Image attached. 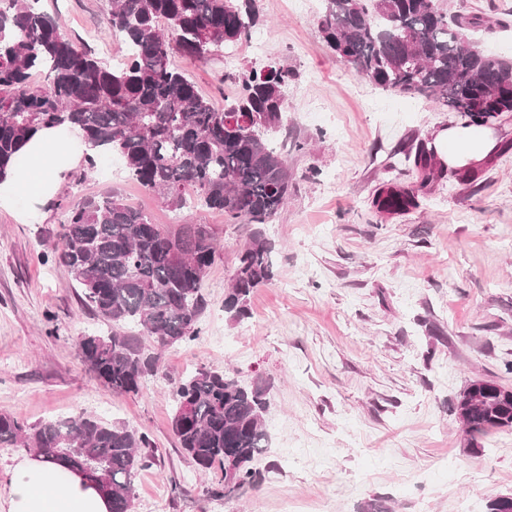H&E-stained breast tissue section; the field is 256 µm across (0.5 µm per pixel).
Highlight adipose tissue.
<instances>
[{"label": "adipose tissue", "mask_w": 512, "mask_h": 512, "mask_svg": "<svg viewBox=\"0 0 512 512\" xmlns=\"http://www.w3.org/2000/svg\"><path fill=\"white\" fill-rule=\"evenodd\" d=\"M433 143L440 159L453 168L482 163L495 149L488 128L453 125L437 132ZM75 128H45L25 146L19 168L0 181V209L25 200L32 216L44 215L65 170L88 155ZM108 496L63 463L26 455L0 484V512H110Z\"/></svg>", "instance_id": "ef3b65f1"}]
</instances>
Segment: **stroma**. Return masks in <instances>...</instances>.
<instances>
[{"instance_id": "stroma-1", "label": "stroma", "mask_w": 512, "mask_h": 512, "mask_svg": "<svg viewBox=\"0 0 512 512\" xmlns=\"http://www.w3.org/2000/svg\"><path fill=\"white\" fill-rule=\"evenodd\" d=\"M71 40L116 63L125 45L109 34L104 0H40ZM452 13L499 20L471 38L482 53L512 59V0H444ZM254 34L233 57L173 60L216 106L233 99L232 76L268 59L295 74L284 92L288 205L265 237L275 277L251 295L249 317L230 321L224 292L246 235L189 201L165 207L125 178L121 159L66 174L55 206L27 224L0 210V412L33 424L97 415L146 433L158 464L136 482L134 512H488L512 494V430L473 450L451 404L474 379L512 388V151L493 153L479 186L454 174L432 185L420 208L385 217L371 206L382 181L412 179L399 148L458 124L455 113L359 79L318 32L322 0L298 13L290 0H255ZM304 150H296V143ZM119 192L154 223L207 224L220 248L204 280L199 337L167 347L156 375L135 394H115L84 365L80 336L101 324L59 263L67 210ZM207 365L243 384H265L269 448L258 488L229 500L170 430L176 382Z\"/></svg>"}]
</instances>
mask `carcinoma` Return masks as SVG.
Instances as JSON below:
<instances>
[{
    "instance_id": "1",
    "label": "carcinoma",
    "mask_w": 512,
    "mask_h": 512,
    "mask_svg": "<svg viewBox=\"0 0 512 512\" xmlns=\"http://www.w3.org/2000/svg\"><path fill=\"white\" fill-rule=\"evenodd\" d=\"M254 0H107L112 35L127 46L109 65L78 46L39 0H0V182L22 162L42 128H78L88 147L118 154L127 178L173 210L195 197L247 234L224 313L240 322L248 301L275 275L261 226L288 201V165L269 134L282 127L284 90L293 73L279 61L236 77L240 93L215 107L174 64L200 61L251 36ZM482 14H451L441 0H323L318 28L336 56L362 79L411 97L436 100L462 125H487L512 112V62L475 50L469 35L493 29ZM44 87L31 86L34 72ZM416 181L385 180L377 210L397 215L420 206L447 166L422 139L405 152ZM59 262L81 288L82 302L107 333L79 337L82 361L117 394L136 392L158 371V350L198 338L202 293L218 252L207 224L164 230L116 194L75 203L63 224ZM156 351L146 349L143 338ZM266 388L244 385L206 366L175 390L170 426L200 469L231 461L234 473L207 489L216 499L256 488L254 463L268 448ZM452 411L471 441L512 429V389L476 379ZM34 448L98 484L111 512H131L135 484L156 464L150 438L126 425L80 414L28 424L0 413V444Z\"/></svg>"
}]
</instances>
